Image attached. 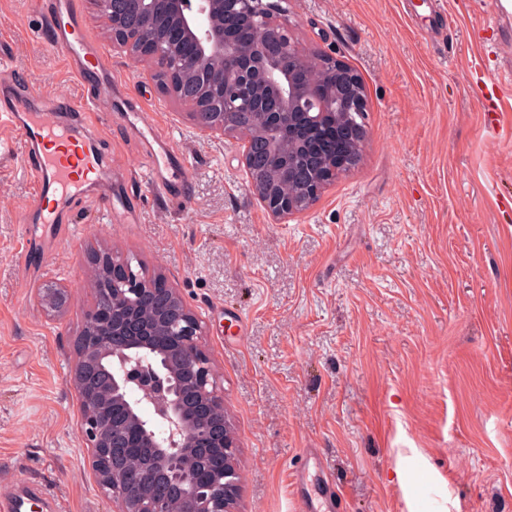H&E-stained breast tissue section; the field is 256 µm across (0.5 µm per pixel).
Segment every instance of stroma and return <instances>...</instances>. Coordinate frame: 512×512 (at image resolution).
<instances>
[{
  "instance_id": "35a3bbf8",
  "label": "stroma",
  "mask_w": 512,
  "mask_h": 512,
  "mask_svg": "<svg viewBox=\"0 0 512 512\" xmlns=\"http://www.w3.org/2000/svg\"><path fill=\"white\" fill-rule=\"evenodd\" d=\"M106 51L127 112H67L84 87L31 0H0V58L36 109L84 134L112 172L38 221L24 145L0 121V491L46 487L62 512H112L79 438L69 374L94 304L85 257L164 273L204 326L234 428L239 512H307L293 484L345 512H512V53L492 54L494 0H288L303 48L335 54L367 92L355 167L275 223L230 141L195 128L143 63L112 50L94 0H71ZM504 106L499 121L481 90ZM183 153L189 196L150 188L128 111ZM64 289L61 311L40 289ZM405 469L413 481L395 477Z\"/></svg>"
}]
</instances>
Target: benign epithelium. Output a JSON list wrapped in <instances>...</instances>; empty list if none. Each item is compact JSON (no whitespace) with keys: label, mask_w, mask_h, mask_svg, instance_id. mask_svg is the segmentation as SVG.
<instances>
[{"label":"benign epithelium","mask_w":512,"mask_h":512,"mask_svg":"<svg viewBox=\"0 0 512 512\" xmlns=\"http://www.w3.org/2000/svg\"><path fill=\"white\" fill-rule=\"evenodd\" d=\"M119 53L165 74L163 88L190 109L201 131L237 142L249 188L277 221L312 207L367 131L347 118L366 109L359 77L336 85L328 72L346 68L324 53L302 52L282 0H95ZM231 15L248 26L241 45L224 28ZM247 113L254 137L239 138ZM285 176L298 183L285 195ZM96 290L106 296L85 314L74 342L70 383L80 436L113 512H167L157 486L181 494L186 512H237L236 439L201 344L203 326L162 274L145 276L108 251L88 259ZM156 313L144 320L138 301ZM154 404L167 429L147 431L139 398ZM149 449L131 466L126 457Z\"/></svg>","instance_id":"7a95c632"}]
</instances>
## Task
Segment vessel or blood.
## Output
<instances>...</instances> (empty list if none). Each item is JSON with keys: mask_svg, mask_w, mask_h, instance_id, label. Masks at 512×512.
Here are the masks:
<instances>
[{"mask_svg": "<svg viewBox=\"0 0 512 512\" xmlns=\"http://www.w3.org/2000/svg\"><path fill=\"white\" fill-rule=\"evenodd\" d=\"M35 2L48 19L55 42L72 72L86 79L93 70L102 77L101 82L88 84L85 100L72 104V111L85 112L92 103L111 101L110 65L101 53L90 52L83 23L74 15L69 0ZM0 114L6 115L11 125L21 131L29 152L36 156L31 166L36 199H43L52 192L70 196L78 193L89 179H101L102 172L93 152L86 146L66 141L54 115L33 111L22 93L0 92ZM136 132L151 158L156 190L176 200L185 198L189 179L182 169L184 160L179 150L149 123H141ZM39 498L44 499L51 512H57L59 504L47 489L21 484L9 486L0 495V512H32Z\"/></svg>", "mask_w": 512, "mask_h": 512, "instance_id": "1", "label": "vessel or blood"}]
</instances>
